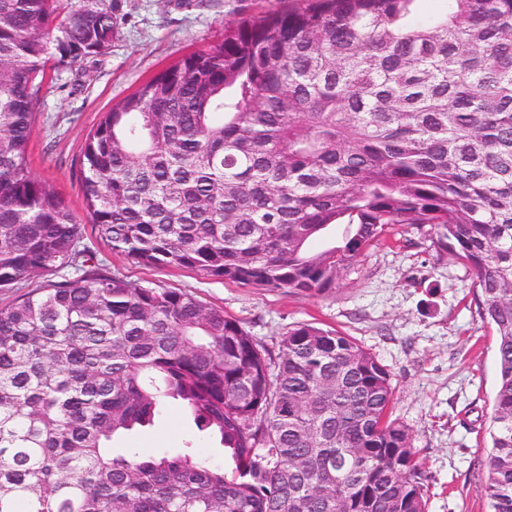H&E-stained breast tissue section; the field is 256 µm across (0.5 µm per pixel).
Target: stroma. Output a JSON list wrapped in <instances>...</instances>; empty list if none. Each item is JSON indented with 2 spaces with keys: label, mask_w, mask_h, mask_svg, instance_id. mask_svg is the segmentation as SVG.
<instances>
[{
  "label": "stroma",
  "mask_w": 512,
  "mask_h": 512,
  "mask_svg": "<svg viewBox=\"0 0 512 512\" xmlns=\"http://www.w3.org/2000/svg\"><path fill=\"white\" fill-rule=\"evenodd\" d=\"M115 35L102 54L51 68L37 95L29 147L32 174L68 202L83 242L111 270L192 293L277 350L283 332L315 323L353 337L383 364L392 417L413 433L428 512H488L481 477L491 452L487 427L497 380L495 339L476 304L470 269L441 250L430 225L402 224L367 247L325 294L289 295L190 269H154L114 252L94 234L78 170L87 135L113 103L184 55L220 44L227 22L288 8L289 0H106ZM193 445L221 457L178 404L160 422L121 440L148 456Z\"/></svg>",
  "instance_id": "obj_1"
}]
</instances>
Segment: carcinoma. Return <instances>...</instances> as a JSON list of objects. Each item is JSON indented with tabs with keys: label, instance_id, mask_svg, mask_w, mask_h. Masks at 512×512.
Instances as JSON below:
<instances>
[{
	"label": "carcinoma",
	"instance_id": "1",
	"mask_svg": "<svg viewBox=\"0 0 512 512\" xmlns=\"http://www.w3.org/2000/svg\"><path fill=\"white\" fill-rule=\"evenodd\" d=\"M419 2L302 0L229 25L103 113L83 202L144 266L289 294L332 290L395 224L433 226L495 336L482 491L512 512V0ZM113 35L105 0L63 17L0 0V290L43 278L0 308V512H427L375 356L312 323L274 355L192 294L110 271L32 175L46 64ZM170 400L228 464L114 447Z\"/></svg>",
	"mask_w": 512,
	"mask_h": 512
}]
</instances>
